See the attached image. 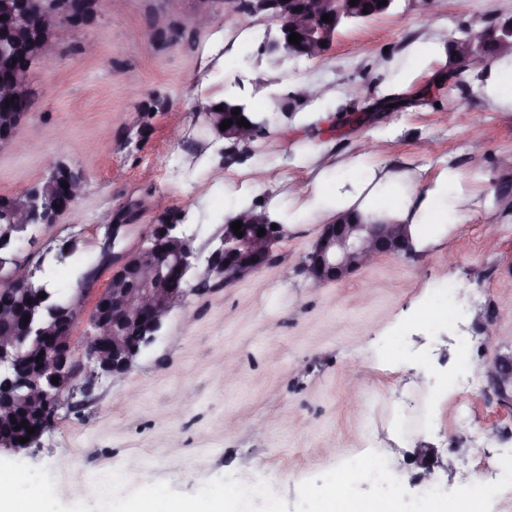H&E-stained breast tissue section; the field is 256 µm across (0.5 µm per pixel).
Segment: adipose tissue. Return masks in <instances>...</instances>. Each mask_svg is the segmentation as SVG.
Wrapping results in <instances>:
<instances>
[{"mask_svg": "<svg viewBox=\"0 0 512 512\" xmlns=\"http://www.w3.org/2000/svg\"><path fill=\"white\" fill-rule=\"evenodd\" d=\"M443 44L435 39H418L401 54L384 61L382 67L392 80L402 85L427 71L442 56ZM483 93L488 107L512 112V56L493 59L485 70ZM474 195L468 188L465 172L450 166L431 181L419 171L394 170L387 164L364 158H329L314 179L312 198L288 217L289 223L323 224L346 214L358 215L367 224H404L416 247H423L425 235L433 227L462 224L469 218ZM363 463L351 466L349 473L332 479L331 502L325 512H393L391 500L356 502L350 494V474H363ZM19 475L0 471V505L9 512H57L52 493L31 490L15 495Z\"/></svg>", "mask_w": 512, "mask_h": 512, "instance_id": "obj_1", "label": "adipose tissue"}]
</instances>
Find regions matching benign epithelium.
I'll list each match as a JSON object with an SVG mask.
<instances>
[{
    "label": "benign epithelium",
    "mask_w": 512,
    "mask_h": 512,
    "mask_svg": "<svg viewBox=\"0 0 512 512\" xmlns=\"http://www.w3.org/2000/svg\"><path fill=\"white\" fill-rule=\"evenodd\" d=\"M28 0H0V29L26 43L33 44V55L39 62H52L57 53L53 33L66 21L84 25L93 20L100 0H87L80 15L71 14L69 0H54L51 10L32 15L26 8ZM235 0L233 12L261 15L277 26L278 34L266 36L261 45L271 56H313L325 53L333 43L338 29L346 22L363 17V10L384 14L395 0ZM329 21H322L323 15ZM483 27L470 32L471 38L456 44L455 65L476 69L483 65L488 53L512 46V17L499 21L490 15L481 19ZM298 33L303 39L289 42V35ZM16 57L0 43V71L9 73V79L0 83V98L9 100L24 97L30 92L28 69L15 64ZM238 115H233V111ZM207 123L219 137L233 145L248 143L260 135L266 123L257 121L251 108L243 101L224 99V112L205 113ZM245 119L250 127L237 124ZM26 119L21 112L11 113L0 126V146L11 143ZM232 120L226 130L220 124ZM83 185L73 183L66 190L67 202L53 207L43 215V222L53 224L59 215L71 209L82 194ZM31 218L30 197L14 199L8 207L0 202V221L9 228L24 232ZM126 222H116L106 215L107 232L99 263L82 273L77 288L71 294V305L66 308L50 329L36 337L34 346L25 352H13L15 337L0 335V399L21 400L39 407L33 435L24 444L18 439H4L0 448L14 452L29 448L50 425L64 397L70 395L77 379L87 375V384L106 375L117 377L128 372L142 348L150 345L161 330L164 318L187 294L184 288L188 273L204 263L206 277L221 284L240 281L273 260L272 247L283 235L281 224L271 228L265 209L257 206L235 220L242 222L239 237L231 224L208 255L194 246V236L180 228L185 214L180 213L159 224L139 238L132 249L119 248L129 232L132 215ZM265 234L258 235V229ZM0 241V293L22 289L33 293L29 266L15 256L3 252ZM414 251L407 225L364 224L358 218L346 216L323 226L313 251L308 254L306 270L314 284L334 282L346 275L369 267L382 256L399 258ZM112 267L111 288L101 292L94 288L99 270ZM94 298L91 328L84 340L89 364H84L73 350L74 329L86 301ZM485 371L501 400L512 401V357L496 356L485 364ZM58 378L52 382V378ZM431 450L417 448L413 458L424 472L418 480H428L433 464Z\"/></svg>",
    "instance_id": "1"
}]
</instances>
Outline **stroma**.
Listing matches in <instances>:
<instances>
[{
    "label": "stroma",
    "mask_w": 512,
    "mask_h": 512,
    "mask_svg": "<svg viewBox=\"0 0 512 512\" xmlns=\"http://www.w3.org/2000/svg\"><path fill=\"white\" fill-rule=\"evenodd\" d=\"M200 7L182 0L173 14L165 0H102L90 24L56 29L59 55L30 67L28 118L0 147V196L21 194L60 161L82 170L85 192L13 253L68 294L99 258L103 214L133 212L134 243L164 199L207 251L230 198L286 225L278 263L190 293L125 375L75 389L32 447L0 453V469L53 492L57 512H100L107 474L122 477L116 503L156 486L191 505L207 489L248 482L268 491L252 512H322L332 476L373 461L383 476L354 483L359 501L389 498L395 512H426L434 501L453 512L467 500L474 512H512L502 500L512 490V404L484 370L512 355V222L479 208L413 255L316 286L302 264L321 227L288 221L319 149L370 152L428 177L452 163L484 195L512 183V112L488 108L481 80L450 78L447 56L406 90L377 67L418 37L446 42L487 13L510 17L512 0H438L430 16L396 0L384 15L341 26L325 55L276 65L258 52L273 24L211 0L213 22L200 29ZM303 84L340 95L291 101ZM228 94L268 112L263 134L233 154L204 121ZM391 94L400 107L372 113ZM444 293L451 318L424 320ZM474 377L479 388L467 387ZM418 448L435 452L425 484L415 480Z\"/></svg>",
    "instance_id": "35a3bbf8"
}]
</instances>
